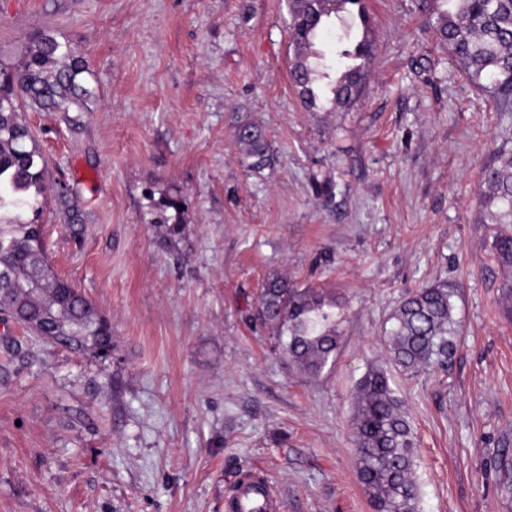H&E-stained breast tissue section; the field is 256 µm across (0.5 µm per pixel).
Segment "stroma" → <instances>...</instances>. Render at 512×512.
<instances>
[{
	"instance_id": "1",
	"label": "stroma",
	"mask_w": 512,
	"mask_h": 512,
	"mask_svg": "<svg viewBox=\"0 0 512 512\" xmlns=\"http://www.w3.org/2000/svg\"><path fill=\"white\" fill-rule=\"evenodd\" d=\"M368 9L378 55L360 102L309 112L285 0H0V62L45 32L89 64V111L21 117L47 163L49 263L114 344L95 361L0 320V512H225L247 471L282 512H373L351 430L372 366L417 436L420 512H512V321L478 210L512 112L451 68L411 0ZM242 118L272 145L263 171L239 161ZM175 191L188 210L172 242L148 199ZM273 274L345 303L320 377L251 319ZM439 278L460 286L459 349L447 372L411 376L386 321Z\"/></svg>"
}]
</instances>
